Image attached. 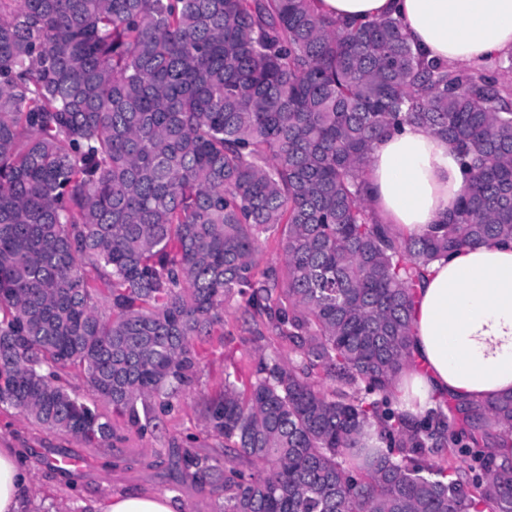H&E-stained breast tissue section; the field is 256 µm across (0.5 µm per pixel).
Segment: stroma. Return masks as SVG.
<instances>
[{"mask_svg":"<svg viewBox=\"0 0 512 512\" xmlns=\"http://www.w3.org/2000/svg\"><path fill=\"white\" fill-rule=\"evenodd\" d=\"M231 301L224 316L236 341L233 357L255 367L260 355L271 354L268 339L252 336ZM200 372L196 384L173 399L174 411L163 418L152 433H130L116 454L81 443L75 438L43 429L5 404H0V448H12L28 472V491L22 512H93L95 504L116 493L163 492L171 494L182 512H214L213 501L193 482L183 479L176 466L177 450L186 435L197 437L196 447L206 454L215 440L202 434V414L207 399L224 383V347L211 337L196 344ZM84 458L80 468L59 472L50 469L46 458L53 452Z\"/></svg>","mask_w":512,"mask_h":512,"instance_id":"1","label":"stroma"}]
</instances>
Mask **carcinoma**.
I'll list each match as a JSON object with an SVG mask.
<instances>
[{
    "mask_svg": "<svg viewBox=\"0 0 512 512\" xmlns=\"http://www.w3.org/2000/svg\"><path fill=\"white\" fill-rule=\"evenodd\" d=\"M508 66L421 57L398 22L315 0H0V404L96 448L195 385L224 305L288 345L205 406L223 458L182 477L222 512H512V395L392 408L435 261L512 239ZM448 141L471 183L405 237L366 168L394 127ZM276 235L283 266L260 268ZM76 369L84 400L60 372ZM471 457L465 472L452 459Z\"/></svg>",
    "mask_w": 512,
    "mask_h": 512,
    "instance_id": "1",
    "label": "carcinoma"
}]
</instances>
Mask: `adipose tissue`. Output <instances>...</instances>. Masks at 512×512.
I'll list each match as a JSON object with an SVG mask.
<instances>
[{
    "mask_svg": "<svg viewBox=\"0 0 512 512\" xmlns=\"http://www.w3.org/2000/svg\"><path fill=\"white\" fill-rule=\"evenodd\" d=\"M343 21L395 19L430 59L481 65L512 51V0H316ZM378 218L407 235L446 219L469 176L460 156L428 128L382 137L369 162ZM415 362L395 388L401 408L424 414L445 397L481 404L512 393V241L476 244L434 262L412 313ZM26 477L14 449L0 448V512H20ZM95 512H181L170 494L118 493Z\"/></svg>",
    "mask_w": 512,
    "mask_h": 512,
    "instance_id": "1",
    "label": "adipose tissue"
}]
</instances>
